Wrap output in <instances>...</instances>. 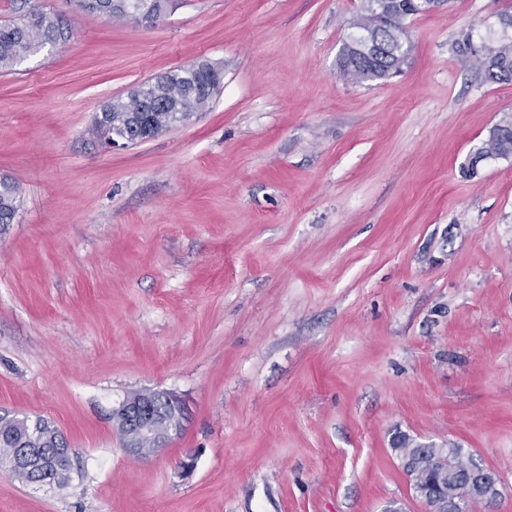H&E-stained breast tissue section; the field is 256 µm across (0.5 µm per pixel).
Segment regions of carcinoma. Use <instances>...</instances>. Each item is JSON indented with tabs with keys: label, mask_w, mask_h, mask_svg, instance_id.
<instances>
[{
	"label": "carcinoma",
	"mask_w": 512,
	"mask_h": 512,
	"mask_svg": "<svg viewBox=\"0 0 512 512\" xmlns=\"http://www.w3.org/2000/svg\"><path fill=\"white\" fill-rule=\"evenodd\" d=\"M16 18L0 25V70H11L27 57L41 51V47L54 44L62 37L57 17L44 11L32 0H9ZM84 9L107 19L126 16L125 5H134L144 10L142 21L154 22L167 14L172 6L167 0H156L145 9L141 0H83ZM382 0H361L360 17L354 22L358 32L350 35L339 59L342 75L357 82L379 80L393 73L389 63L375 61L365 54L364 29L371 35L392 45H401L407 38L405 20L416 14L412 0H390L386 9H381ZM479 66L485 79L491 83L512 81V42L489 47L481 53ZM164 85L149 79L140 83L142 100L126 104L121 99L105 103L103 111L94 118L92 133L97 139L132 134L139 127L150 104L164 99L167 92L181 98L183 121L205 109L212 95L200 90L197 81L186 69H178L163 75ZM153 129L161 132L173 125V113L158 108L150 113ZM512 155V117L506 115L488 139L472 150L468 168L477 170V164L486 157ZM20 198L16 182L7 177L0 178V234L6 232L14 220ZM150 401L160 419L179 423L182 410L171 403L164 393L155 391ZM393 447L423 456V466L413 473L414 484L428 500L445 497L463 503L468 502L473 490L471 476L465 470V455L460 448L444 450L433 446H421L405 433L398 432L392 440ZM68 447L64 435L54 424L42 416L0 415V453L5 448H32L38 459L55 456Z\"/></svg>",
	"instance_id": "cac0c4a2"
}]
</instances>
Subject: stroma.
Segmentation results:
<instances>
[{
	"label": "stroma",
	"mask_w": 512,
	"mask_h": 512,
	"mask_svg": "<svg viewBox=\"0 0 512 512\" xmlns=\"http://www.w3.org/2000/svg\"><path fill=\"white\" fill-rule=\"evenodd\" d=\"M65 41L0 71V413L71 449L62 489L0 467V512H426L401 431L499 477L512 512V114L476 51L512 0L406 22L401 73L339 71L360 0H183L147 24L37 0ZM207 60L205 111L112 152L111 99ZM169 390L184 429L144 462L110 414ZM194 457L190 478L179 463ZM512 118L505 115L497 124L499 126L494 132L489 133L488 139L474 148L469 159V170L475 173L478 165L486 157H506L512 155ZM495 126V127H496ZM478 164V165H477ZM477 165V166H475ZM19 198L20 191L16 182L7 177L0 178V234L5 233L9 224H12Z\"/></svg>",
	"instance_id": "obj_1"
}]
</instances>
